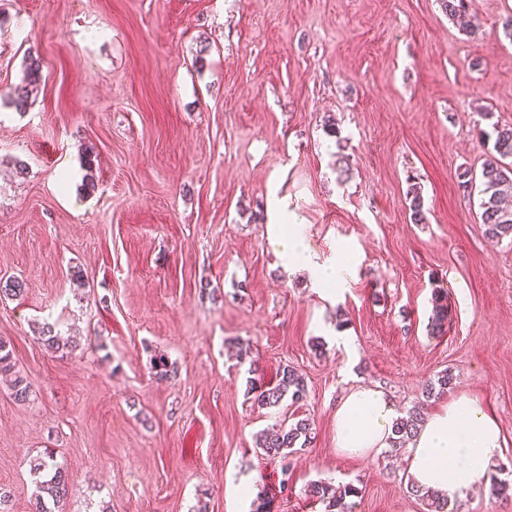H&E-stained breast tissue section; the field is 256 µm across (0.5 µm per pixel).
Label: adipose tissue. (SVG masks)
<instances>
[{"mask_svg": "<svg viewBox=\"0 0 512 512\" xmlns=\"http://www.w3.org/2000/svg\"><path fill=\"white\" fill-rule=\"evenodd\" d=\"M268 225V243L287 273L306 272L312 287H349L359 266L347 248L319 260L310 250L296 212L287 201L275 202ZM336 446L348 456H365L387 447L393 434L394 406L379 388L359 386L338 406ZM502 429L480 403L462 395L429 414L410 445L407 476L417 487L448 501L463 498L503 455Z\"/></svg>", "mask_w": 512, "mask_h": 512, "instance_id": "obj_1", "label": "adipose tissue"}]
</instances>
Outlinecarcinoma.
<instances>
[{
    "label": "carcinoma",
    "mask_w": 512,
    "mask_h": 512,
    "mask_svg": "<svg viewBox=\"0 0 512 512\" xmlns=\"http://www.w3.org/2000/svg\"><path fill=\"white\" fill-rule=\"evenodd\" d=\"M441 7L454 19L468 12L472 0H440ZM40 60L29 56L25 75L22 82L14 86L10 92L13 106L19 110H26L30 95L41 80ZM493 153L483 163L480 174L468 175L463 172L461 177L465 181L461 186L466 188L475 183L479 184L482 195L480 208L481 221L487 237L496 240L512 239V209L502 205L504 196L512 193V164L505 163L512 159V124L493 125ZM408 210L411 220L415 224L425 223L424 199L421 186L417 182L409 184L406 192ZM448 326L447 296L440 292L432 298V316L429 325L430 334L442 336ZM37 342L48 352L61 358L71 355L78 347L76 340L57 335L56 327L51 323H44L37 329ZM0 374L10 376L11 395L19 402H26L31 396V387L27 379L16 370L13 361V351L10 344L0 339ZM453 374L446 369L435 377L426 381L423 395L426 399H438L448 392L452 384ZM248 392L254 394V401L260 406L275 407L286 397L298 403L306 397L307 385L299 372L285 365L278 369L275 382L265 385L252 379L248 380ZM424 422L423 407L414 406L406 414L396 418L394 423V438L390 441V448L398 451L411 440L421 423ZM314 440L313 425L307 418L295 422H282L278 428L263 432L256 436V446L262 455L271 459L286 461L290 454L307 448ZM31 474L35 478V492L32 512H56L66 498L69 491V478L66 472L54 459V452L50 449L43 454L29 460ZM410 494L427 502L428 512H447L448 501L437 494L422 491L412 483H407ZM309 496L324 505V512H349L347 498L358 493V489L350 484L334 487L326 482H315L308 486Z\"/></svg>",
    "instance_id": "obj_1"
}]
</instances>
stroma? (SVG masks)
I'll list each match as a JSON object with an SVG mask.
<instances>
[{"label": "stroma", "instance_id": "1", "mask_svg": "<svg viewBox=\"0 0 512 512\" xmlns=\"http://www.w3.org/2000/svg\"><path fill=\"white\" fill-rule=\"evenodd\" d=\"M511 16L512 0H475L466 27L439 0H0V279L27 288L0 299V338L32 386L19 403L0 382L10 512H31L25 460L48 448L73 481L64 512H323L320 480L358 487L352 512H427L404 454L337 451L334 413L368 384L403 416L446 369L448 398L478 399L506 441L450 512H512L491 492L512 483V242L487 238L459 178L512 123ZM31 53L20 112L6 99ZM274 197L319 259L358 253L349 288L283 270ZM46 321L85 351L47 353ZM160 355L176 375L155 376ZM286 364L306 398L258 407L251 374ZM303 417L315 439L281 470L255 435ZM41 65L38 57L29 56L26 64L25 75L22 82L14 86L10 92V99L13 106L19 110H26L30 95L41 80ZM406 200H408V210L410 211V216L413 223H425L426 217L424 211V199L419 183H409L406 192ZM448 326V304L447 295L442 292H435L432 297V316L429 325L430 334L433 336H442L447 331Z\"/></svg>", "mask_w": 512, "mask_h": 512}]
</instances>
